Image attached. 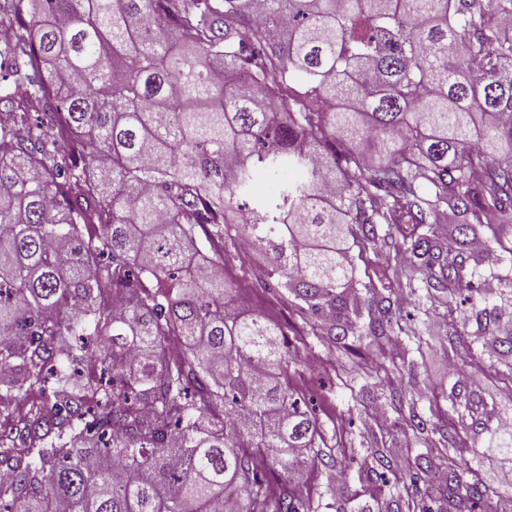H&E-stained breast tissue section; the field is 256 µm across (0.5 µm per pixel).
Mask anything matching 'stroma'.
<instances>
[{"mask_svg": "<svg viewBox=\"0 0 512 512\" xmlns=\"http://www.w3.org/2000/svg\"><path fill=\"white\" fill-rule=\"evenodd\" d=\"M466 266L475 281L493 279L503 287L500 304L505 314L485 329L469 323L461 343L484 360L495 361L500 371L512 370V360L496 359L487 342L489 335L512 332V263L478 252L468 259ZM269 267V258L259 250L245 252L229 245L224 248L225 275L236 282L239 297L247 298L246 312L263 314L283 327L290 349L299 360L290 376L292 387L317 418L337 460L361 459L371 447L394 448L398 459L405 462L398 472L405 482L415 472L417 459L427 455L432 430L438 423L429 410L430 400H437L441 411L445 412L451 406V396L457 394L486 403L493 414L512 415V400L506 398L503 384L484 377L457 378L449 373V364L458 360L456 351L451 350L448 343L455 327L440 314L431 315L419 325L430 344L423 359L416 367L405 366L392 373L383 386L384 392L400 395L401 409H394L383 400L372 401L362 396L360 377L368 362L358 355L356 339L349 335L334 343L329 337L311 335L310 326L301 313L286 299L263 287L260 275ZM411 411L426 422L427 432L419 433L406 425L404 415ZM472 447L468 461L487 485L498 487L499 474L512 468V460L489 447L483 434L473 437ZM324 483L323 473L307 471L305 490L321 495L323 503L342 508L343 512H406L404 501L393 486L382 481L361 479L353 473L338 493L325 491Z\"/></svg>", "mask_w": 512, "mask_h": 512, "instance_id": "35a3bbf8", "label": "stroma"}]
</instances>
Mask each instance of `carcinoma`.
Instances as JSON below:
<instances>
[{
    "mask_svg": "<svg viewBox=\"0 0 512 512\" xmlns=\"http://www.w3.org/2000/svg\"><path fill=\"white\" fill-rule=\"evenodd\" d=\"M2 28L0 401L28 409L0 411V512H319L292 484L333 457L282 327L228 313L224 244L368 353L428 341L373 282L348 297L354 247L391 242L382 277L421 280L426 317L464 291L500 316L466 260L486 227L512 263V0H0ZM259 169L278 179L241 224ZM451 406L407 512H512L464 462L477 430L512 456V430Z\"/></svg>",
    "mask_w": 512,
    "mask_h": 512,
    "instance_id": "carcinoma-1",
    "label": "carcinoma"
}]
</instances>
